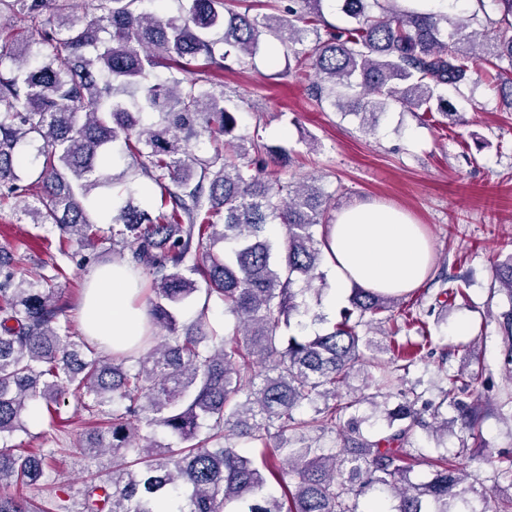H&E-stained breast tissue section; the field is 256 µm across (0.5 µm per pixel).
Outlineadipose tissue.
Returning <instances> with one entry per match:
<instances>
[{"label":"adipose tissue","instance_id":"1","mask_svg":"<svg viewBox=\"0 0 512 512\" xmlns=\"http://www.w3.org/2000/svg\"><path fill=\"white\" fill-rule=\"evenodd\" d=\"M431 245L421 226L402 210L359 204L337 213L327 227L326 260L336 273V299L350 289L402 294L418 288L431 261ZM130 268L112 264L89 278L81 310L85 336L106 350L128 348L144 333L145 308Z\"/></svg>","mask_w":512,"mask_h":512}]
</instances>
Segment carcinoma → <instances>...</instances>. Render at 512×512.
Listing matches in <instances>:
<instances>
[{"mask_svg":"<svg viewBox=\"0 0 512 512\" xmlns=\"http://www.w3.org/2000/svg\"><path fill=\"white\" fill-rule=\"evenodd\" d=\"M66 2L0 0V21L41 33L0 46V68L10 61L0 71V195L68 243L112 240L117 261L150 277L148 314L160 333L143 337L138 356L84 353L61 323L65 267L54 262L18 280L16 258L0 249V442L25 430L34 402L55 419L69 392L100 411L124 403L85 445L122 462L86 486L82 512H156L165 497L183 498L180 512H226L230 503L236 512H356L348 495L357 487L391 492L394 512H422L425 499L451 512L448 498L462 482L454 465L425 483L407 479L404 445L420 423L407 403L395 416L409 424L350 452L288 447V433L334 426L353 406L295 415L336 397L357 364L378 363L363 327L383 313L389 321L410 313L395 311L394 295L356 288L340 322L304 333L302 295L324 277L325 237L313 228L326 225L330 195L314 181L282 180L288 154L235 134L237 118L211 74L266 52L272 37L296 72L315 73L314 101L331 100L368 127L391 103L456 117L444 88L479 62L512 63V0H476L452 24L405 0H337L343 27L326 19L329 0H273L276 12L262 15L229 8L235 0H177V14L165 16L144 0H90L84 19ZM471 23L480 31L462 37ZM496 88L511 108L512 77L497 74ZM127 156L136 173H114ZM270 224L282 226L281 238L268 236ZM495 282L512 298V254ZM190 299L199 310L182 332L178 311ZM213 301L224 303L232 328L210 319ZM501 327L511 366L512 308ZM478 378L443 398L475 440L479 407L460 395ZM158 428L180 447L156 443ZM235 439L261 449L260 460L240 454ZM55 467L51 451L1 449L0 512H36L3 488L38 486ZM272 481L278 498L265 493Z\"/></svg>","mask_w":512,"mask_h":512,"instance_id":"1","label":"carcinoma"}]
</instances>
